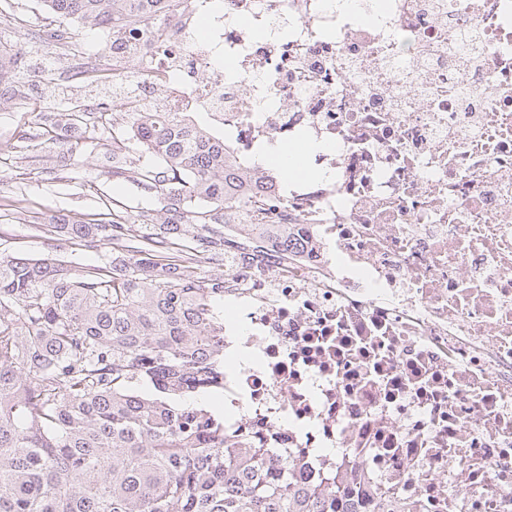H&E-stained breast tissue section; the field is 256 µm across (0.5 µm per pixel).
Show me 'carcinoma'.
Instances as JSON below:
<instances>
[{"label": "carcinoma", "instance_id": "obj_1", "mask_svg": "<svg viewBox=\"0 0 512 512\" xmlns=\"http://www.w3.org/2000/svg\"><path fill=\"white\" fill-rule=\"evenodd\" d=\"M42 2L57 25L37 49L75 43L74 24L151 37L182 0ZM20 55L0 42V98L19 96ZM127 69L146 77L150 61L112 60L113 88ZM36 117L21 152L91 128L165 217L107 196L103 212L44 224L49 244L111 249L100 265L0 253V512H362L298 464L234 447L222 413L196 405L224 389V278L200 265H224V210L240 206L224 140L157 102L121 136L79 105Z\"/></svg>", "mask_w": 512, "mask_h": 512}]
</instances>
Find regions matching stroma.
Masks as SVG:
<instances>
[{"instance_id": "1", "label": "stroma", "mask_w": 512, "mask_h": 512, "mask_svg": "<svg viewBox=\"0 0 512 512\" xmlns=\"http://www.w3.org/2000/svg\"><path fill=\"white\" fill-rule=\"evenodd\" d=\"M33 119V114L18 101L0 104V251L34 256L46 253V245L35 235L34 219L58 213L79 217L98 212L100 196L105 191L121 196L134 210L148 204L133 179H113L112 163L96 140H82L76 153L70 152L67 143L58 141L48 143L40 158L16 153L14 147ZM54 166L65 169L67 180H50L47 170ZM19 170L28 173L20 184L14 180ZM18 193L26 198L30 218H23L9 205ZM148 205L156 209L160 203L155 200Z\"/></svg>"}]
</instances>
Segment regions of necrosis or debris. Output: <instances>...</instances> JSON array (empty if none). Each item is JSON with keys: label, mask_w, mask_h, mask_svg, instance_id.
<instances>
[{"label": "necrosis or debris", "mask_w": 512, "mask_h": 512, "mask_svg": "<svg viewBox=\"0 0 512 512\" xmlns=\"http://www.w3.org/2000/svg\"><path fill=\"white\" fill-rule=\"evenodd\" d=\"M172 26L115 106L207 113L258 186L224 226L225 437L366 510L512 512V0ZM311 143L310 177L263 158Z\"/></svg>", "instance_id": "necrosis-or-debris-1"}]
</instances>
